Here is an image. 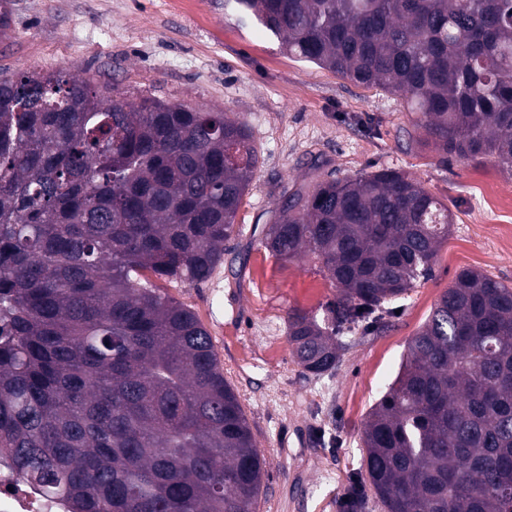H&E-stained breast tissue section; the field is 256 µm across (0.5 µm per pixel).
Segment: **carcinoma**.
Returning <instances> with one entry per match:
<instances>
[{
	"instance_id": "carcinoma-1",
	"label": "carcinoma",
	"mask_w": 512,
	"mask_h": 512,
	"mask_svg": "<svg viewBox=\"0 0 512 512\" xmlns=\"http://www.w3.org/2000/svg\"><path fill=\"white\" fill-rule=\"evenodd\" d=\"M289 56L402 96L444 160L512 176V0H224ZM258 167L248 125L65 69L0 76V457L67 512H255L265 475L207 328L149 276L208 281ZM452 214L383 168L282 191L263 246L337 290L287 312L297 364L432 276ZM383 512H512V286L461 270L362 432Z\"/></svg>"
}]
</instances>
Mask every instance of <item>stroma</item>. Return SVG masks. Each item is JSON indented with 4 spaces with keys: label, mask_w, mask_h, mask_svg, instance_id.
Listing matches in <instances>:
<instances>
[{
    "label": "stroma",
    "mask_w": 512,
    "mask_h": 512,
    "mask_svg": "<svg viewBox=\"0 0 512 512\" xmlns=\"http://www.w3.org/2000/svg\"><path fill=\"white\" fill-rule=\"evenodd\" d=\"M9 9L0 70L66 68L119 93L204 105L249 125L260 164L236 217L239 235L210 281L163 288L212 329L266 461L257 512H342L367 414L440 295L465 268L512 285V247L496 233L512 227V207L485 197L490 181L512 195V177L489 157L441 161L401 96L288 57L275 38L225 14L224 0H9ZM316 157L337 178L409 173L453 217L431 277L377 326L345 333L335 371L322 376L295 362L287 312H321L337 291L314 259L281 261L262 245L283 189L307 182Z\"/></svg>",
    "instance_id": "obj_1"
}]
</instances>
